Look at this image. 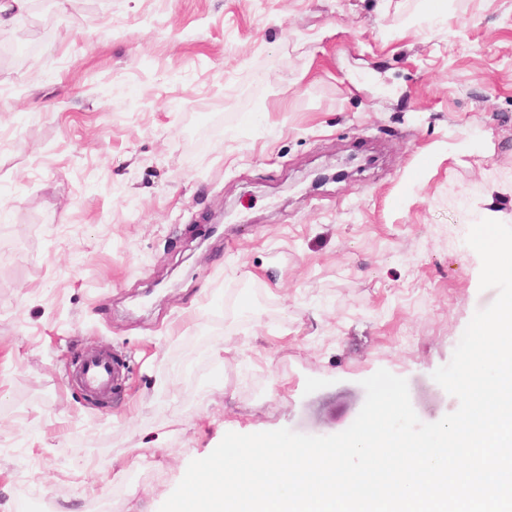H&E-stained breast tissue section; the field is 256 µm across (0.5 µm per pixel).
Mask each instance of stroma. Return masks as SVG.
<instances>
[{
	"label": "stroma",
	"instance_id": "35a3bbf8",
	"mask_svg": "<svg viewBox=\"0 0 512 512\" xmlns=\"http://www.w3.org/2000/svg\"><path fill=\"white\" fill-rule=\"evenodd\" d=\"M29 2L0 512H159L226 433L344 431L381 368L422 422L458 408L432 373L497 297L466 236L512 226V0ZM102 347L98 404L71 373Z\"/></svg>",
	"mask_w": 512,
	"mask_h": 512
}]
</instances>
